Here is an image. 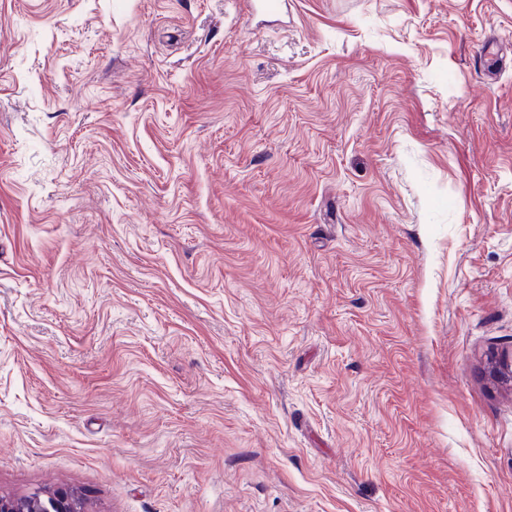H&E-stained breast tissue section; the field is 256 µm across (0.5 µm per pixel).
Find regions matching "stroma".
<instances>
[{
	"label": "stroma",
	"mask_w": 512,
	"mask_h": 512,
	"mask_svg": "<svg viewBox=\"0 0 512 512\" xmlns=\"http://www.w3.org/2000/svg\"><path fill=\"white\" fill-rule=\"evenodd\" d=\"M0 0V493L512 512V0Z\"/></svg>",
	"instance_id": "1"
}]
</instances>
